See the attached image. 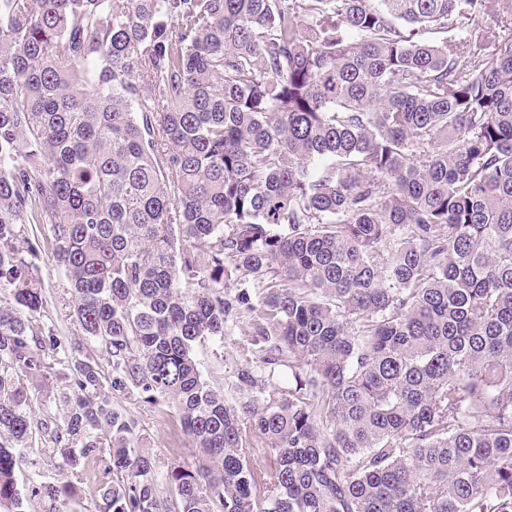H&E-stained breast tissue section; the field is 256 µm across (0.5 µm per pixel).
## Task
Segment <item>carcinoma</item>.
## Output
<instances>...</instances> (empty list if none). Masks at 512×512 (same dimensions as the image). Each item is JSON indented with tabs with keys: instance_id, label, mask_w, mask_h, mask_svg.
Listing matches in <instances>:
<instances>
[{
	"instance_id": "cac0c4a2",
	"label": "carcinoma",
	"mask_w": 512,
	"mask_h": 512,
	"mask_svg": "<svg viewBox=\"0 0 512 512\" xmlns=\"http://www.w3.org/2000/svg\"><path fill=\"white\" fill-rule=\"evenodd\" d=\"M485 15L512 0H0V512H512V40ZM27 224L80 332L59 416L24 386L59 346ZM240 318L263 368L233 405L194 350ZM129 390L177 405L194 464L158 476Z\"/></svg>"
}]
</instances>
